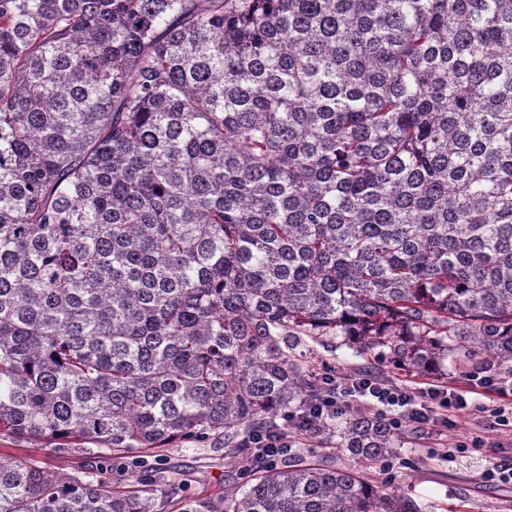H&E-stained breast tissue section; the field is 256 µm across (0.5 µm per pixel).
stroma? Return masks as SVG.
<instances>
[{"label":"stroma","mask_w":512,"mask_h":512,"mask_svg":"<svg viewBox=\"0 0 512 512\" xmlns=\"http://www.w3.org/2000/svg\"><path fill=\"white\" fill-rule=\"evenodd\" d=\"M303 365L332 369L337 374L370 372L400 387L414 389L394 366L378 362L375 356L345 346L325 347L303 339L295 350ZM444 386L466 390L468 408L456 419L448 433L412 422L406 423L407 442L397 455L372 469L371 475L383 492L410 497L421 512H512V484L484 483L482 473L495 465L512 467V432H478L479 417L485 404L499 392L476 386L467 378L449 371ZM481 433L483 446L459 453L456 443H467L473 433ZM216 437L166 449L163 466L183 479L188 497H223L224 491L243 481V467L228 462ZM0 456L35 460L53 470L69 473L76 468L77 456L54 452L37 443L16 444L0 440Z\"/></svg>","instance_id":"obj_1"}]
</instances>
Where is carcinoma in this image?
Returning a JSON list of instances; mask_svg holds the SVG:
<instances>
[{"mask_svg": "<svg viewBox=\"0 0 512 512\" xmlns=\"http://www.w3.org/2000/svg\"><path fill=\"white\" fill-rule=\"evenodd\" d=\"M304 337L512 375V0H0V440L213 433L248 480L179 512H421L357 467L401 429L277 427L323 393ZM175 494L0 457V512Z\"/></svg>", "mask_w": 512, "mask_h": 512, "instance_id": "cac0c4a2", "label": "carcinoma"}]
</instances>
